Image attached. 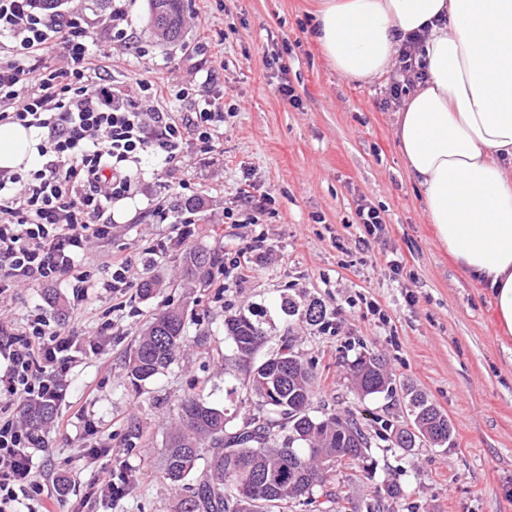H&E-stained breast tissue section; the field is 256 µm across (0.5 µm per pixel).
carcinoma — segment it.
<instances>
[{"label": "carcinoma", "mask_w": 512, "mask_h": 512, "mask_svg": "<svg viewBox=\"0 0 512 512\" xmlns=\"http://www.w3.org/2000/svg\"><path fill=\"white\" fill-rule=\"evenodd\" d=\"M183 10V0H150V25L165 31L163 41L180 38ZM221 264L215 250L192 249L182 258V278L204 283ZM160 283L156 275L144 278L138 286L140 298H153ZM282 309L309 324L323 320L322 305L316 301L302 307L288 297ZM224 333L246 380L245 394L232 410L217 407L197 393L179 400L166 434L160 475L161 482L189 492L174 512H288L316 504L319 494L325 497L326 512H333L343 493L336 488L338 469H354L372 478V437L350 409L321 417L310 414L317 363L302 357L295 340L282 341L275 352L260 359L267 339L262 321L241 313L231 315L224 319ZM184 344L183 308L168 305L150 314L147 327L124 359L132 387L139 389L167 369ZM347 370L362 398L396 390L378 355L359 356ZM402 391L409 397L414 431L397 430L395 445L409 451L418 440L451 443L448 415L415 390L404 387ZM54 413L53 406L34 404L24 406L20 417L24 425L40 430ZM403 494L401 485L386 481L376 487L372 501H353L350 509L387 512Z\"/></svg>", "instance_id": "carcinoma-1"}]
</instances>
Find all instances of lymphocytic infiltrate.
I'll use <instances>...</instances> for the list:
<instances>
[{"instance_id": "lymphocytic-infiltrate-1", "label": "lymphocytic infiltrate", "mask_w": 512, "mask_h": 512, "mask_svg": "<svg viewBox=\"0 0 512 512\" xmlns=\"http://www.w3.org/2000/svg\"><path fill=\"white\" fill-rule=\"evenodd\" d=\"M0 35L13 43L11 58L0 60V123L39 139L30 169H0V295L67 281L79 302L92 286L82 269L87 246L109 234L113 202L142 193L144 156L181 162L191 140L213 150L224 104L205 97L180 119L143 109L164 87L143 84L134 93L112 83L92 66L106 50L92 48L84 19L50 18L34 0H0ZM421 41L414 34L398 50L392 99L424 78ZM96 351L38 314L21 324L0 321V512H50L52 493L35 475L41 438L18 426L17 411L59 405L72 370Z\"/></svg>"}]
</instances>
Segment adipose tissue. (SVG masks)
<instances>
[{
  "instance_id": "adipose-tissue-1",
  "label": "adipose tissue",
  "mask_w": 512,
  "mask_h": 512,
  "mask_svg": "<svg viewBox=\"0 0 512 512\" xmlns=\"http://www.w3.org/2000/svg\"><path fill=\"white\" fill-rule=\"evenodd\" d=\"M313 18L329 64L360 82L423 34L427 77L395 112V140L441 245L511 336L512 0H317ZM36 145L32 130L0 125V168L29 167Z\"/></svg>"
}]
</instances>
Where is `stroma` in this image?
<instances>
[{"label":"stroma","mask_w":512,"mask_h":512,"mask_svg":"<svg viewBox=\"0 0 512 512\" xmlns=\"http://www.w3.org/2000/svg\"><path fill=\"white\" fill-rule=\"evenodd\" d=\"M315 0H184L180 41L163 43L149 30V0H125L132 35L144 49L113 47L98 60L115 84L187 87L222 97L224 124L215 152L184 148L176 172L161 160L142 166L146 191L122 214L112 205V229L93 241L84 268L95 289L74 302L67 283L21 287L0 311L15 321L43 314L51 323L82 328V343L97 353L78 366L66 403L43 433L37 460L42 479L80 472L69 486L63 512H171L184 489L160 483L165 422L187 392L223 406L237 382L224 319L257 315L269 348L297 336L304 357L318 364L311 411L351 408L361 414L377 445L373 479H357L354 496L370 499L375 486L397 480L405 495L389 512H512V338L498 335L490 296L467 279L440 245L420 191L410 181L394 137L390 77L357 83L340 76L313 38ZM289 83L293 96L280 91ZM268 199L259 223L239 205L240 189ZM203 202L185 217L176 205L188 196ZM168 213L157 216V203ZM380 211L384 233L361 241L358 205ZM264 253L254 271L231 265L255 237ZM203 245L225 259L224 287L190 288L181 280L185 252ZM131 264L129 288L98 286L111 257ZM158 275L154 298L135 286ZM56 301H49V294ZM319 301L322 322L286 315L282 298ZM184 307L186 347L168 370L133 393L122 359L166 302ZM383 312L374 317L367 303ZM112 328L98 335L103 321ZM382 355L398 384L425 392L448 415L455 436L448 447L392 446L394 428L409 423L402 394L359 398L346 364ZM138 422L142 437L126 452L123 436ZM108 455L90 459L91 446ZM135 473L118 499L91 496L118 463Z\"/></svg>","instance_id":"35a3bbf8"}]
</instances>
